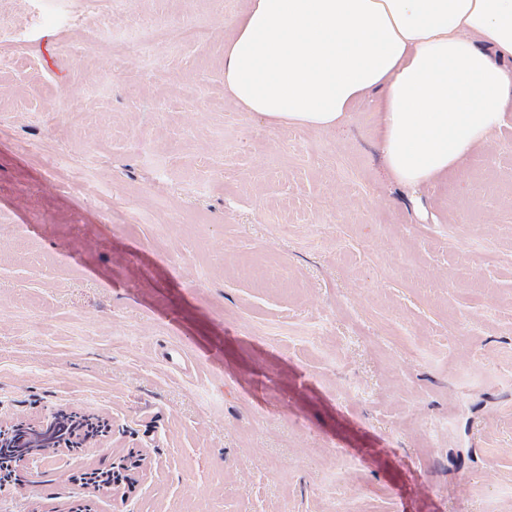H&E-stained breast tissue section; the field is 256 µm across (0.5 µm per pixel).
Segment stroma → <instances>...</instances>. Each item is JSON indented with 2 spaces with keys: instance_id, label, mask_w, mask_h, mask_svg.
<instances>
[{
  "instance_id": "35a3bbf8",
  "label": "stroma",
  "mask_w": 512,
  "mask_h": 512,
  "mask_svg": "<svg viewBox=\"0 0 512 512\" xmlns=\"http://www.w3.org/2000/svg\"><path fill=\"white\" fill-rule=\"evenodd\" d=\"M68 5L0 0V424L94 429L0 512H512V120L412 189L370 101L328 132L241 111L246 0ZM123 457L132 487H85ZM60 0H45L40 14L37 17L39 25H60L69 23L68 14L58 3ZM208 36V27L193 23L156 25L147 32L148 39L155 44H170L174 42L200 43L205 41Z\"/></svg>"
}]
</instances>
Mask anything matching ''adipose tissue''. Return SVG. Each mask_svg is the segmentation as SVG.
<instances>
[{
	"mask_svg": "<svg viewBox=\"0 0 512 512\" xmlns=\"http://www.w3.org/2000/svg\"><path fill=\"white\" fill-rule=\"evenodd\" d=\"M224 80L242 111L323 131L380 91L385 165L417 187L512 116V0H247Z\"/></svg>",
	"mask_w": 512,
	"mask_h": 512,
	"instance_id": "ef3b65f1",
	"label": "adipose tissue"
}]
</instances>
